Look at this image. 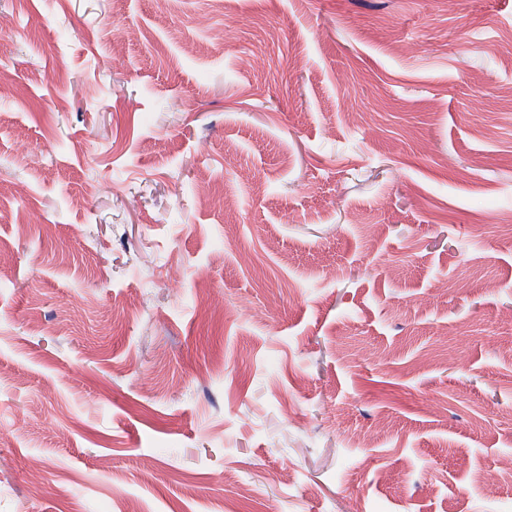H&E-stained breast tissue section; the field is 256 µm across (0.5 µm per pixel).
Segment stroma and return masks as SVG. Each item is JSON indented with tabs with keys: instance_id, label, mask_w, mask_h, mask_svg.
<instances>
[{
	"instance_id": "stroma-1",
	"label": "stroma",
	"mask_w": 512,
	"mask_h": 512,
	"mask_svg": "<svg viewBox=\"0 0 512 512\" xmlns=\"http://www.w3.org/2000/svg\"><path fill=\"white\" fill-rule=\"evenodd\" d=\"M504 224L512 0H0V512H512Z\"/></svg>"
}]
</instances>
